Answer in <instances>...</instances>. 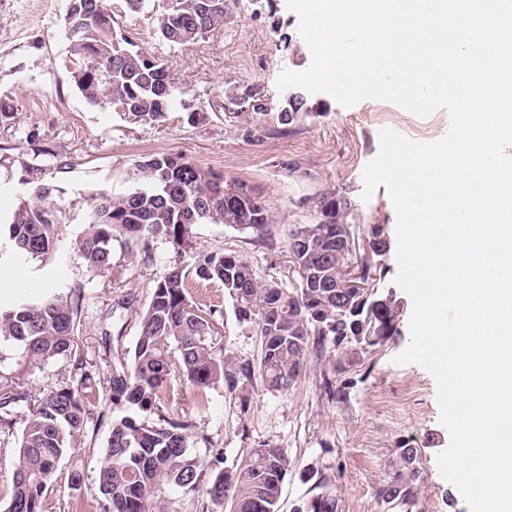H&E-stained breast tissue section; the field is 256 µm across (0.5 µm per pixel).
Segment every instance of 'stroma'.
Here are the masks:
<instances>
[{
  "instance_id": "stroma-1",
  "label": "stroma",
  "mask_w": 512,
  "mask_h": 512,
  "mask_svg": "<svg viewBox=\"0 0 512 512\" xmlns=\"http://www.w3.org/2000/svg\"><path fill=\"white\" fill-rule=\"evenodd\" d=\"M221 25L196 44L172 48L152 35L148 21L131 15L121 19L123 32L143 50L165 57L192 108L224 103L205 123L174 120L133 126L118 120L110 108L88 105L65 67L69 41L65 17L68 0H0V88L9 90L14 114L0 116V215L8 216L33 198L28 168L43 167L40 182L47 190L45 206L58 217L54 246L44 258L9 262L0 267L9 282L0 287V303L27 295L28 284L42 288H78L84 294L79 347L83 360L95 367L98 386H106L110 367L104 334H121L130 350L137 339L138 313L148 304L152 286L170 265L190 264L198 252L234 254L247 260L258 277L289 282L294 277L290 233L298 224L321 219L318 200L331 191L350 202V223L395 228V213L385 187L362 201V172L379 150L384 113L390 102L365 100L345 108L324 93L307 95L309 114L283 128L277 114L285 104L276 80L282 70H305L308 46L298 33V17L286 0H227ZM256 88L265 114L229 104L227 96L243 87ZM398 111V110H397ZM401 113V112H400ZM397 132L418 141L441 138L449 128L446 111L426 117L405 111ZM181 153L194 162L224 172L253 189L269 207L273 222L263 234L222 224H198L191 247L177 251L165 239L152 243V261L135 245L116 241L113 261L122 276L87 272L78 244L86 227L92 196H118L129 188L128 173L141 157ZM189 298L223 313L216 341L232 362H257L260 340L240 325L233 302L216 283L190 281ZM133 296L127 308L123 296ZM408 336L369 353L347 351L340 360L350 386L346 396L331 399L326 380L335 378L332 352L310 354L307 366L288 393L265 389L260 377L247 382L242 398L225 394L223 386L205 393L185 381H171L164 407L191 423L188 450L201 466L221 453L225 467L258 444L287 450L294 466L285 480L280 512H294L302 500L328 482L339 512H468L465 504H449L450 485L439 474L436 456L449 442L440 425L433 377L417 365L397 366L392 359L408 344ZM14 342H0V375L22 390L41 397L69 381L73 358L60 357L31 368ZM128 408L103 402L87 422L78 453L62 458L61 469L84 473L80 490L59 484L48 493L46 512H104L107 503L95 482L113 420ZM418 448L420 477L415 503L408 508L384 503L379 488L402 468L400 448Z\"/></svg>"
}]
</instances>
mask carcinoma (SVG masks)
<instances>
[{
  "label": "carcinoma",
  "instance_id": "1",
  "mask_svg": "<svg viewBox=\"0 0 512 512\" xmlns=\"http://www.w3.org/2000/svg\"><path fill=\"white\" fill-rule=\"evenodd\" d=\"M66 14L67 29L78 32L69 40L75 85L92 105L112 107L128 124L153 125L174 112L181 93L167 63L136 47L122 33L119 18L143 15L155 34L171 47L196 43L224 20L225 0H75ZM306 101L295 97L278 113L288 126L302 116ZM130 189L111 197L93 198L87 227L79 246L86 269L94 274L122 271L113 264L112 243L133 239L143 244L145 257L156 238L177 246L188 242L196 224H224L256 233L272 222L267 204L259 198L224 195L233 185L224 172L204 168L179 153L149 155L129 173ZM46 191L35 188V200L20 206L0 224V235L10 244L0 257L14 254L32 259L45 256L55 234L57 218L42 205ZM321 221L296 228L306 241L297 257L318 271L320 285L288 288L260 279L253 266L232 254L206 253L190 267L175 264L154 281L147 306L138 317V336L129 357L114 356L109 391L95 388L94 375L84 362L75 366L71 381L34 399L16 390L5 378L0 384V412L24 406L22 432L15 450L12 488L5 512L26 500L27 512H45L44 500L54 487L59 460L74 453L84 436L89 415L103 400L112 406H133L138 414L112 422L96 480L107 502L106 512H155L170 488L183 493H203L215 503H227L229 512H279L282 485L292 463L287 451L270 444L249 450L230 473L220 468L222 453L213 469H201L188 452V425L163 412L164 394L173 379H183L200 392L223 384L229 395H240L246 382L259 373L270 392L286 393L303 371L310 350L349 346L362 352L382 346L400 335L396 296L379 287L366 298L336 287L341 267L355 261L367 278L387 269L377 268L391 245L384 225L363 228L348 222L350 203L328 193L319 201ZM221 284L233 300L239 324L260 339L257 366L229 362L217 345L216 310L204 311L189 301V276ZM80 290L71 289L31 298L0 308V339L22 347L25 363L37 365L78 348ZM153 413L147 422L141 415ZM404 472L379 489L385 503L412 506L413 481L419 476L418 449L400 448ZM294 512H338L336 495L327 486L302 501Z\"/></svg>",
  "mask_w": 512,
  "mask_h": 512
}]
</instances>
